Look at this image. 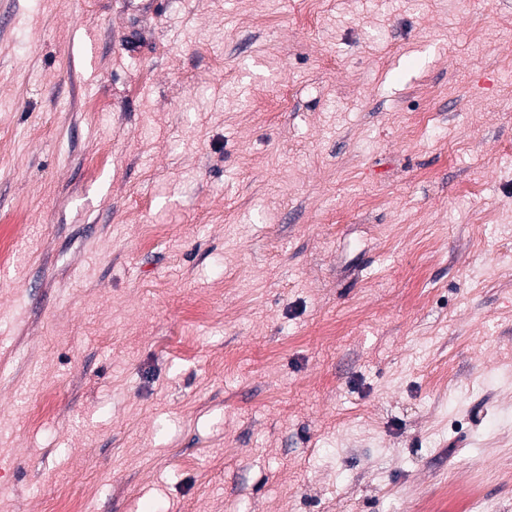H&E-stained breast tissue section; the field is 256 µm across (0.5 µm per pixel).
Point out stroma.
Masks as SVG:
<instances>
[{
	"instance_id": "obj_1",
	"label": "stroma",
	"mask_w": 512,
	"mask_h": 512,
	"mask_svg": "<svg viewBox=\"0 0 512 512\" xmlns=\"http://www.w3.org/2000/svg\"><path fill=\"white\" fill-rule=\"evenodd\" d=\"M0 0V512H512V0Z\"/></svg>"
}]
</instances>
